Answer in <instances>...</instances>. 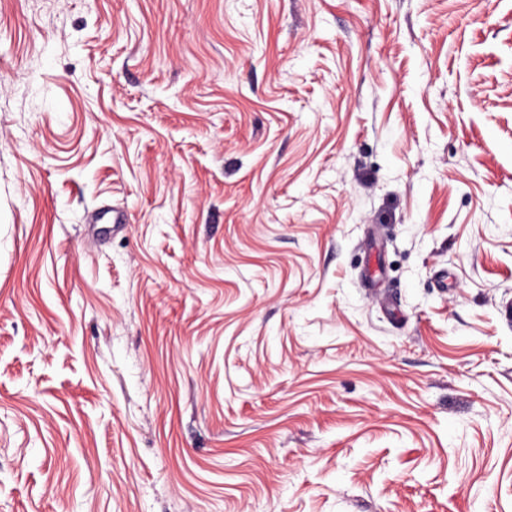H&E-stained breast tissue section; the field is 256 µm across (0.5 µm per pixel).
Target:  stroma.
I'll return each mask as SVG.
<instances>
[{"mask_svg":"<svg viewBox=\"0 0 512 512\" xmlns=\"http://www.w3.org/2000/svg\"><path fill=\"white\" fill-rule=\"evenodd\" d=\"M509 306L512 0H0V512H512Z\"/></svg>","mask_w":512,"mask_h":512,"instance_id":"35a3bbf8","label":"stroma"}]
</instances>
